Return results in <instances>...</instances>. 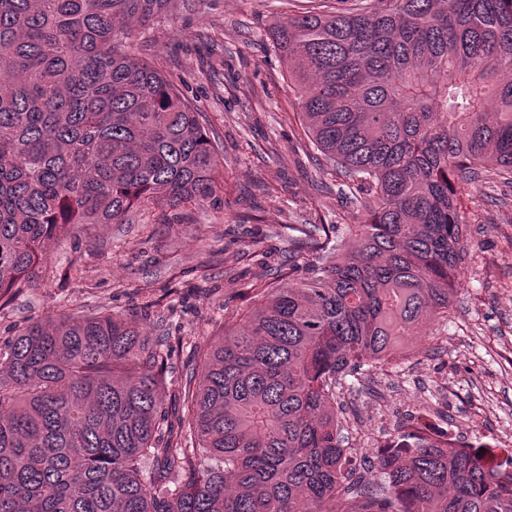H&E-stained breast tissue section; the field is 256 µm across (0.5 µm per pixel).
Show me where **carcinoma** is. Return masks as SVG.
<instances>
[{
  "label": "carcinoma",
  "instance_id": "obj_1",
  "mask_svg": "<svg viewBox=\"0 0 512 512\" xmlns=\"http://www.w3.org/2000/svg\"><path fill=\"white\" fill-rule=\"evenodd\" d=\"M191 3L0 0V298L74 227L218 201L201 113L133 51L137 28ZM270 39L361 213L359 246L349 224L311 225L308 276L224 317L183 386L185 434L164 426L167 337L137 315L24 328L0 347V512H512V461L404 431L357 471L336 417L349 367L448 318L456 181L512 177V0L300 11Z\"/></svg>",
  "mask_w": 512,
  "mask_h": 512
}]
</instances>
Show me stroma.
Instances as JSON below:
<instances>
[{
  "instance_id": "obj_1",
  "label": "stroma",
  "mask_w": 512,
  "mask_h": 512,
  "mask_svg": "<svg viewBox=\"0 0 512 512\" xmlns=\"http://www.w3.org/2000/svg\"><path fill=\"white\" fill-rule=\"evenodd\" d=\"M353 0H200L172 21L142 28L155 66L200 110L224 169L218 203L155 213L129 224L77 228L55 244L42 275L0 303V344L62 313L149 307L147 335L168 339L166 421L183 417L179 390L193 351L219 336L224 315L253 307L260 274L305 277L314 255L294 250L305 224H352L342 178L314 149L298 98L269 39L303 9ZM466 216L461 277L447 318L426 323L408 356L348 377L336 413L362 460L406 428L452 426L512 440V183L487 174L460 183Z\"/></svg>"
}]
</instances>
